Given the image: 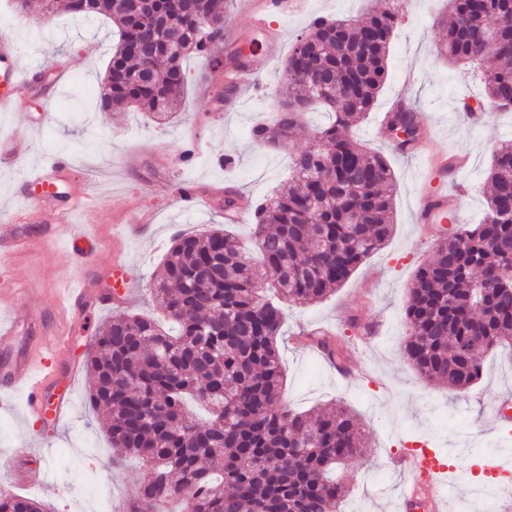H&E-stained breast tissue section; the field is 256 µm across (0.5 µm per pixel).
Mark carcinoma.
I'll use <instances>...</instances> for the list:
<instances>
[{
  "mask_svg": "<svg viewBox=\"0 0 512 512\" xmlns=\"http://www.w3.org/2000/svg\"><path fill=\"white\" fill-rule=\"evenodd\" d=\"M229 0H68L76 17L112 21L118 41L99 91V109L131 107L158 120L177 108L185 61L212 50L211 29L224 27ZM48 21L54 0H17ZM437 21L438 54L480 69L488 112L512 109V0H448ZM400 12L380 0L361 21L318 17L290 47L277 93L297 105L256 126L261 145L289 141L303 116L323 109L328 125L290 156L288 185L258 204L253 247L227 229L182 233L152 283L155 302L179 326L169 335L147 314L119 312L87 351L89 402L116 451L146 464L130 512H336L349 493L340 467L366 439L341 404L315 414L282 400L279 300L326 298L387 241L393 229L394 174L385 158L351 130L371 111L386 81L388 47ZM387 129L418 135L414 111L398 107ZM490 195L477 224L453 227L416 273L406 306L409 331L400 348L427 382L465 392L481 378L490 350L512 348V141L493 152ZM265 280L255 276L256 265ZM308 339L338 364L346 336L316 331ZM0 512H43L38 501L0 495Z\"/></svg>",
  "mask_w": 512,
  "mask_h": 512,
  "instance_id": "carcinoma-1",
  "label": "carcinoma"
}]
</instances>
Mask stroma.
<instances>
[{
  "mask_svg": "<svg viewBox=\"0 0 512 512\" xmlns=\"http://www.w3.org/2000/svg\"><path fill=\"white\" fill-rule=\"evenodd\" d=\"M366 0H310L309 13L292 17L270 13L281 27L284 44L312 18L362 15ZM446 0H416L415 10L396 31L387 58V79L371 112L355 129L356 138L385 155L394 171L393 230L385 246L367 260L336 292L320 302L287 310L279 341L286 402L298 412H312L343 402L360 419L368 445L350 459L346 472L350 493L341 512H395L408 476L393 469V456L423 445L456 469L453 495L446 512H456L471 487L472 469L480 460L512 448V436L498 432L496 415L512 410V351L485 356L484 372L465 393L423 380L403 358L398 343L407 331L404 301L411 280L431 260L439 243L436 233L422 234L413 202L425 174L421 157L397 152L392 141L373 129L396 96H405L427 122L436 151L468 157L466 168L451 172L449 182L464 183L468 193L461 215L478 223L486 204L484 183L497 144L512 140V112H496L476 121L455 110L459 99L480 91L476 67L452 65L436 55L435 18ZM33 17L20 13L15 0H0V35L12 37L19 67L39 65L45 76L16 110L0 112V138L28 136L31 152L0 162V208L8 223L22 225L34 240L33 255L0 265V296L24 289L23 304L40 315L46 330L70 335V354L85 359V346L96 335L108 305L84 308L69 320L56 305L51 285L66 288L78 278L114 285L112 262L123 261L135 293L124 304L131 313L160 316L148 287L165 259L173 237L223 224L224 195L244 194L261 201L288 178L289 155L309 146L315 128L327 114L310 113L304 129L279 147H261L251 131L277 109V88L284 56L268 58L260 37L251 34L245 0H232L224 16L225 44L242 48L258 78L257 89L244 91L237 111H219L231 94L225 78L229 66L223 46L211 56L187 61L184 102L175 119L158 123L144 112H101L96 97L116 41L110 20H84L58 9L51 23L33 30ZM198 136L197 157L185 163L184 141ZM72 164L64 178L49 186L20 185L26 170L49 165L56 156ZM193 183L204 204L180 199L182 183ZM86 188L88 206L78 207L57 240L26 223L28 196L57 193L69 200ZM96 235L102 249L82 267L71 263L67 241ZM360 332H352L350 321ZM324 329L350 339L349 374H342L304 342V333ZM88 373L75 383L73 407L65 420L46 410L43 420L26 419L22 396L0 406V483L33 497L50 512H82L90 486L112 499H132L140 468L137 462L115 468L110 444L87 394Z\"/></svg>",
  "mask_w": 512,
  "mask_h": 512,
  "instance_id": "obj_1",
  "label": "stroma"
}]
</instances>
